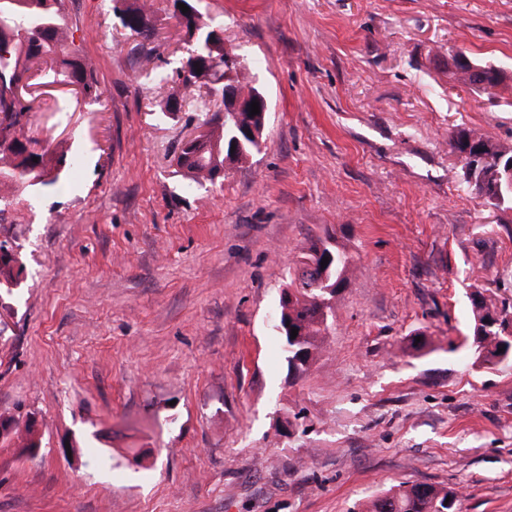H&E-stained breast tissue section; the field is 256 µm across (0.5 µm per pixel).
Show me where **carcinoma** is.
Wrapping results in <instances>:
<instances>
[{
  "label": "carcinoma",
  "mask_w": 512,
  "mask_h": 512,
  "mask_svg": "<svg viewBox=\"0 0 512 512\" xmlns=\"http://www.w3.org/2000/svg\"><path fill=\"white\" fill-rule=\"evenodd\" d=\"M62 0H0V186L7 189L57 185L61 171L80 166L77 156L51 153L39 146L38 140L26 135L25 129L34 111V100L18 95L29 85L33 64L49 66L54 81L73 86L83 98L100 99L102 92L87 57L70 41V33L61 11ZM122 27L150 43L155 37L153 12L143 0H112ZM171 17L189 44L175 73L179 80L178 98L198 110L209 113L204 141L184 143L174 157L177 171L190 182L202 185L213 182V176L224 171V163H241L260 152L263 140L243 139L236 144L234 155L224 146L239 135L245 125L260 130L267 127L268 116L248 112L224 111V88L212 87L202 78L218 73L224 67V39L221 25L206 21L199 9L191 15L171 10ZM451 150L479 153L486 161L463 172L465 184L476 191L485 203L512 210V188L509 187L498 159H512V146L492 140L476 128H460L449 139ZM38 161H33V158ZM333 255L326 273L308 270V262L318 253ZM351 263L345 252L327 238L310 241L296 267L288 273V282L280 290L279 319L276 334L284 337V358L288 370L303 375L323 352L324 339L333 321L334 303L344 288ZM22 263L19 254L0 256V291L20 286ZM509 310L480 293L471 297L474 321L470 347L475 363L494 368L499 356L501 335L497 326L500 312ZM298 330L291 337V329ZM42 438L37 430L25 425L20 451L39 448ZM459 495L443 485L402 481L371 499L366 512H456Z\"/></svg>",
  "instance_id": "cac0c4a2"
}]
</instances>
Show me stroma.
<instances>
[{"instance_id": "35a3bbf8", "label": "stroma", "mask_w": 512, "mask_h": 512, "mask_svg": "<svg viewBox=\"0 0 512 512\" xmlns=\"http://www.w3.org/2000/svg\"><path fill=\"white\" fill-rule=\"evenodd\" d=\"M147 2L149 55L112 0H63L100 102L32 69L30 136L82 166L0 209L23 263L0 415L42 437L33 460L0 440V512H363L406 480L512 512V371L464 341L473 292L512 302V211L448 144L512 145V85L448 72L460 50L512 77V0H199L270 112L259 153L193 188L172 159L203 115L163 109L183 41ZM325 235L352 271L295 379L271 316Z\"/></svg>"}]
</instances>
